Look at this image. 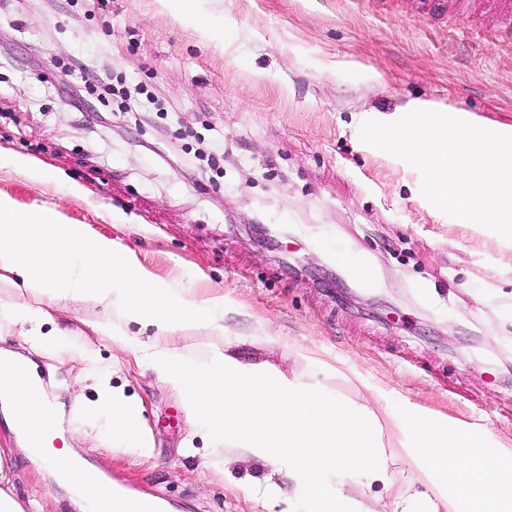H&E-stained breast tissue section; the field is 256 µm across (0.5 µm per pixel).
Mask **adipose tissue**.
Instances as JSON below:
<instances>
[{
	"instance_id": "1",
	"label": "adipose tissue",
	"mask_w": 512,
	"mask_h": 512,
	"mask_svg": "<svg viewBox=\"0 0 512 512\" xmlns=\"http://www.w3.org/2000/svg\"><path fill=\"white\" fill-rule=\"evenodd\" d=\"M0 271L44 298L36 306L0 305V339L16 336L33 350L69 356L71 331L56 324L52 311L66 300L90 304L85 326L130 347L138 365L180 396L205 437L228 447L206 468L224 472L242 458L272 467L263 481L243 480L255 496L279 498L284 477L300 487L309 512H376L365 491L394 486L389 461L399 455L420 489L399 494L393 512H512V448L460 421L410 405L391 408L380 391H364L360 373L332 366L307 346L295 349L310 369L306 375L243 362L231 351L239 337L224 325L223 298L155 278L134 251L67 223L59 212L21 209L0 193ZM189 328L223 336V348L197 363L169 341ZM80 361L98 392L85 417L107 410L115 449L152 455L139 400L112 385L90 356ZM330 373L356 390V398L322 382ZM0 410L27 455L46 464L81 512H133L130 498L114 497L94 471L74 466L72 449L54 447L64 435L62 412L37 375L0 379Z\"/></svg>"
}]
</instances>
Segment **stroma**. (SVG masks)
<instances>
[{
    "instance_id": "1",
    "label": "stroma",
    "mask_w": 512,
    "mask_h": 512,
    "mask_svg": "<svg viewBox=\"0 0 512 512\" xmlns=\"http://www.w3.org/2000/svg\"><path fill=\"white\" fill-rule=\"evenodd\" d=\"M416 13L415 0H197L199 29L158 0H0V147L49 164L35 180L0 166V192L44 206L135 251L159 279L224 298L239 356L301 371L317 348L408 401L512 446V252L490 231L449 223L420 198L416 168L364 144L361 119L414 101L512 125L511 38L490 0ZM85 56L97 95L77 111L51 92L62 62ZM129 91L123 111L109 93ZM155 92L165 118L139 108ZM366 262L371 285L347 275ZM426 284L428 299L413 286ZM84 303L62 302L73 361L0 341L52 373L65 414L95 400L78 354L94 351L144 405L151 457L73 433L86 462L167 512H297L299 493L259 500L240 480L268 465L205 470L221 445L181 443L195 423L132 354L89 334ZM14 491L43 512H79L45 467L18 452L0 418Z\"/></svg>"
}]
</instances>
